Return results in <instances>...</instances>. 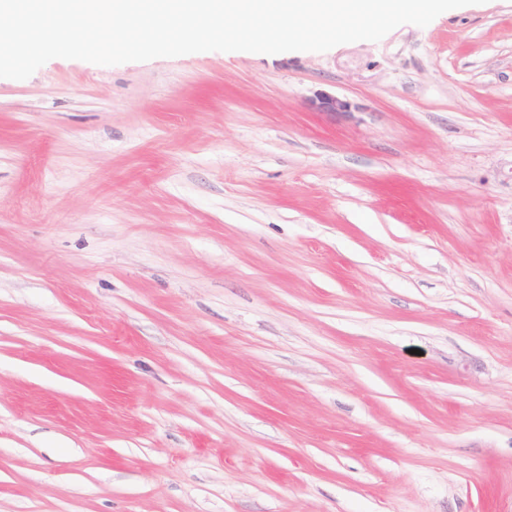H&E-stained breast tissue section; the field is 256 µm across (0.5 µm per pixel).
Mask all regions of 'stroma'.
<instances>
[{"instance_id":"stroma-1","label":"stroma","mask_w":512,"mask_h":512,"mask_svg":"<svg viewBox=\"0 0 512 512\" xmlns=\"http://www.w3.org/2000/svg\"><path fill=\"white\" fill-rule=\"evenodd\" d=\"M0 512H512V0L0 78ZM309 108L314 112H352L353 104L330 92L320 91L309 100Z\"/></svg>"}]
</instances>
